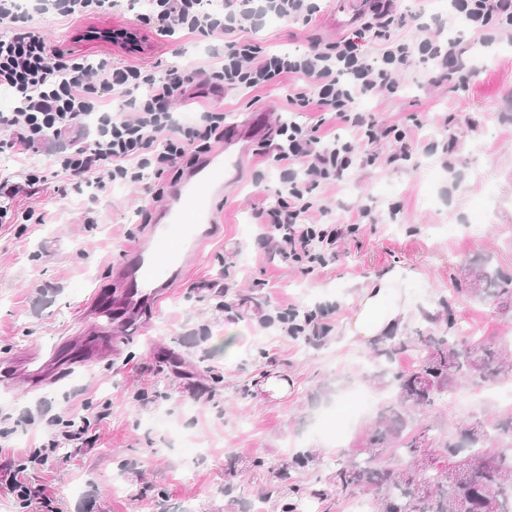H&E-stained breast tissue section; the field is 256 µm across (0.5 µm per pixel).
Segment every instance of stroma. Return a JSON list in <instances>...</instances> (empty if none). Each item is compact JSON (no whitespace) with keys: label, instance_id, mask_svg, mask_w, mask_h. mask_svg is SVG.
<instances>
[{"label":"stroma","instance_id":"1","mask_svg":"<svg viewBox=\"0 0 512 512\" xmlns=\"http://www.w3.org/2000/svg\"><path fill=\"white\" fill-rule=\"evenodd\" d=\"M370 6V0H321L309 25L269 17L238 36L302 52L346 35L347 14L368 16ZM147 7L146 0H121L112 13L77 25L52 13L42 33L88 58L120 61L127 52L105 33L127 29L145 36L140 57L162 71L223 53L219 39L149 33L138 19ZM489 53L492 63L469 87L425 81L415 68L400 75L397 93L367 105L368 116L384 124L410 126L414 158L358 168L342 183L316 189L328 221H348L362 209L371 220L342 243L336 263L309 276L264 248L256 217L281 187L263 154L278 120L289 117L284 83L219 99L227 122L256 114L265 131L242 142L244 173L215 200L223 233L202 253H185L168 296L145 307L136 325L100 321L88 301L95 291L118 290L114 266L156 225L157 182L64 196L50 183L19 194L0 219V410L33 424L0 451V512H245L260 500L271 470L307 448L322 463L303 473L300 485L317 487L325 461L364 453L378 419L359 417L338 442L320 429L322 416L358 389L381 403L390 396L368 381L382 367L372 349L353 345L343 332L360 286L385 270L419 273L409 290L427 310L410 318L403 335L428 331L434 316L447 311L486 337L511 340L512 309L471 298L463 274L482 263L512 276V44H494ZM452 139L459 149L450 169L444 151ZM80 144L66 134L47 138L23 159L2 154L0 178L21 181L25 166L47 167L59 149ZM29 209L46 211V223L22 221ZM227 264L239 274L221 298L210 285ZM287 301L310 310L335 307L328 336L307 343L263 327V315ZM231 327L237 351L229 356L221 347ZM61 341L66 362L49 365ZM456 392L458 404L442 401L435 410L445 424L512 413L490 383H464ZM105 401L112 413L96 420ZM70 415L91 418L88 433L29 471L30 486H46L51 495L21 506L8 491L13 470L6 458L38 446L48 418ZM256 458L264 470L253 469Z\"/></svg>","mask_w":512,"mask_h":512}]
</instances>
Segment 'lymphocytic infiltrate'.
I'll list each match as a JSON object with an SVG mask.
<instances>
[{
    "instance_id": "obj_1",
    "label": "lymphocytic infiltrate",
    "mask_w": 512,
    "mask_h": 512,
    "mask_svg": "<svg viewBox=\"0 0 512 512\" xmlns=\"http://www.w3.org/2000/svg\"><path fill=\"white\" fill-rule=\"evenodd\" d=\"M139 20L154 33L169 37L185 32L201 38L225 37L224 54L206 62L157 72L139 62L92 60L51 45L39 30L50 11L74 20L111 12L114 0H36L29 7L17 0H0V91L16 102L0 113V153L25 155L47 135L93 130L91 141L56 157L52 172L31 168L28 187L48 178L104 189L115 182L137 184L182 175L213 143L224 138V111L214 106L186 116L174 111L176 102L196 88L214 92L260 91L289 79L288 109L319 112L353 129L349 138L328 137L321 124L280 123L279 137L266 161L281 182L274 205L261 211L271 243L283 264L311 275L335 263L338 244L355 236L359 224H326L325 205L308 198L319 182L338 184L345 172L361 167H387L411 159L415 142L405 129L384 126L364 117L360 104L376 96L395 94L400 74L425 65L428 79H445L466 88L482 70L462 60V33L479 45L512 42V0H447L448 34L433 37L422 16L397 11L394 0H374L373 17L350 34L304 53L275 52L259 42L234 39L237 28L272 14L310 24L320 11L315 0H224L223 14L209 8L210 0H148ZM409 28L401 39L396 29ZM112 92L130 106V113L105 112L101 92ZM392 139L397 149L381 154L373 146ZM324 312H300L290 303L268 317L292 339L327 335ZM44 442L27 456L29 465L42 464L57 453L62 441L78 440L89 420L49 418Z\"/></svg>"
}]
</instances>
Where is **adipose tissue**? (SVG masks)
<instances>
[{"label": "adipose tissue", "instance_id": "adipose-tissue-1", "mask_svg": "<svg viewBox=\"0 0 512 512\" xmlns=\"http://www.w3.org/2000/svg\"><path fill=\"white\" fill-rule=\"evenodd\" d=\"M415 276L412 269L395 267L361 286L357 305L344 325L347 338L366 346L402 330L408 317L418 310L405 289Z\"/></svg>", "mask_w": 512, "mask_h": 512}]
</instances>
